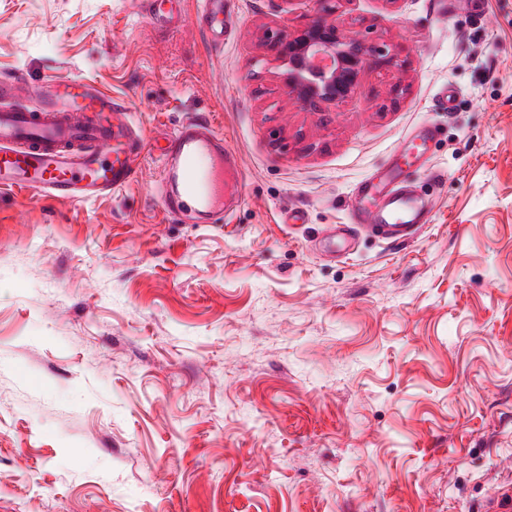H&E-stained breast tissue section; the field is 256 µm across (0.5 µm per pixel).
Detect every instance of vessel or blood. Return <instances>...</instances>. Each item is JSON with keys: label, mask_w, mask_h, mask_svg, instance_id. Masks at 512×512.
Listing matches in <instances>:
<instances>
[{"label": "vessel or blood", "mask_w": 512, "mask_h": 512, "mask_svg": "<svg viewBox=\"0 0 512 512\" xmlns=\"http://www.w3.org/2000/svg\"><path fill=\"white\" fill-rule=\"evenodd\" d=\"M182 3L142 0L143 13L172 28ZM202 13L210 36L223 37L229 26L224 0H203ZM437 134L422 125L391 165L361 181L350 223L331 227L325 245L346 250L359 232L399 244L429 223L431 204L414 193L411 174L427 161ZM148 153L161 164L157 191L172 217L231 215L240 198L233 180L239 159L211 122L187 120L149 143L126 105L91 83L60 79L48 86L21 73L0 79V190L76 205L139 181Z\"/></svg>", "instance_id": "obj_1"}]
</instances>
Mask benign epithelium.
<instances>
[{"label": "benign epithelium", "instance_id": "obj_1", "mask_svg": "<svg viewBox=\"0 0 512 512\" xmlns=\"http://www.w3.org/2000/svg\"><path fill=\"white\" fill-rule=\"evenodd\" d=\"M321 15L304 28H286L266 34L265 46L288 62V85L306 106L337 104L353 93L361 73L369 66L384 65L376 50L363 40L344 33L328 19L335 10L330 0H320Z\"/></svg>", "mask_w": 512, "mask_h": 512}]
</instances>
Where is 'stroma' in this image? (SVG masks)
Wrapping results in <instances>:
<instances>
[{"label":"stroma","instance_id":"stroma-1","mask_svg":"<svg viewBox=\"0 0 512 512\" xmlns=\"http://www.w3.org/2000/svg\"><path fill=\"white\" fill-rule=\"evenodd\" d=\"M484 2L338 0L387 64L313 110L264 40L314 0H229L221 42L202 0L171 30L140 0H0V75L90 81L151 141L205 117L242 166L223 224L146 179L0 190V512H484L512 483V0ZM423 123L430 224L322 252Z\"/></svg>","mask_w":512,"mask_h":512}]
</instances>
